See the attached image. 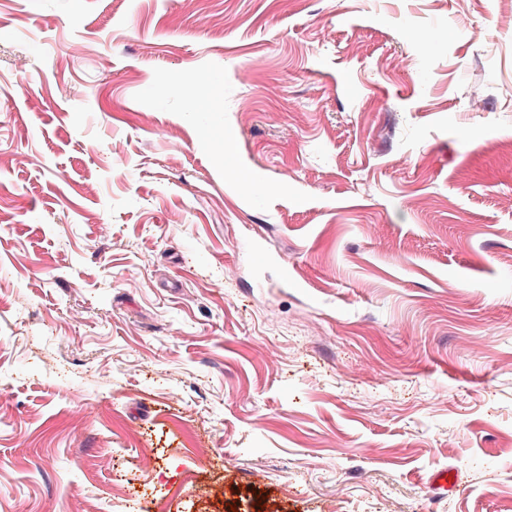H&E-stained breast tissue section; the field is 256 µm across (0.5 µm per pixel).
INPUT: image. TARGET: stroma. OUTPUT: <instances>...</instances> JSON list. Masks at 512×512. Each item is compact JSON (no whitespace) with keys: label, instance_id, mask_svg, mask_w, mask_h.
Instances as JSON below:
<instances>
[{"label":"stroma","instance_id":"35a3bbf8","mask_svg":"<svg viewBox=\"0 0 512 512\" xmlns=\"http://www.w3.org/2000/svg\"><path fill=\"white\" fill-rule=\"evenodd\" d=\"M76 504L512 512V0H0V512Z\"/></svg>","mask_w":512,"mask_h":512}]
</instances>
